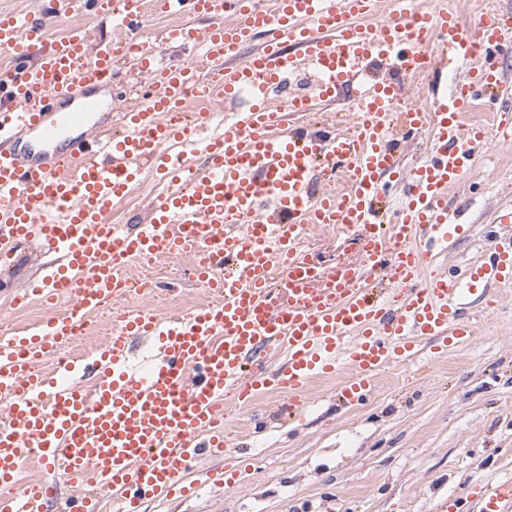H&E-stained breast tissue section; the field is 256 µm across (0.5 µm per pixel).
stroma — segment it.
I'll use <instances>...</instances> for the list:
<instances>
[{"label": "stroma", "instance_id": "35a3bbf8", "mask_svg": "<svg viewBox=\"0 0 512 512\" xmlns=\"http://www.w3.org/2000/svg\"><path fill=\"white\" fill-rule=\"evenodd\" d=\"M449 200L466 210L462 233L440 259L444 270L479 260L496 216L512 207V144L489 139ZM304 249L331 264L355 257L350 240L319 226ZM188 264L162 259L148 269L133 264L129 273L177 278V294L151 307L181 313L210 300L185 275ZM490 290L498 304L482 313L470 342L445 351L425 345L413 362L381 373L361 405H339L334 377L312 382L299 419L275 391L248 411L228 406L241 484L211 482L224 460L206 457L187 475L199 484L198 497L151 501L147 512H448L460 502L480 512L472 478L512 479V285Z\"/></svg>", "mask_w": 512, "mask_h": 512}]
</instances>
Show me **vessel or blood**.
<instances>
[{"mask_svg":"<svg viewBox=\"0 0 512 512\" xmlns=\"http://www.w3.org/2000/svg\"><path fill=\"white\" fill-rule=\"evenodd\" d=\"M82 0H46L37 14L0 15V265L27 251L49 262L40 279L14 288L65 311L31 329L0 331V512H142L158 497H190L184 477L204 455L227 448V399L243 407L268 390L303 409L318 378L344 375L342 402L354 407L394 364L422 343L445 349L475 336L468 297L512 283V236L493 238L485 258L461 274L435 265L458 234L461 186L484 126L464 127L462 111L497 90L498 136L512 140V92L501 74L512 50V8L477 13L465 27L445 7L392 0L389 20L363 26L376 0H162L185 21L159 36L196 46L206 67L155 64L140 47L144 0H97L126 38L90 43L81 28L49 40L50 19ZM147 93L122 112L99 98L119 54ZM432 69L463 71L453 92L409 102L407 79ZM250 108L208 132L206 113L188 112V95L235 98ZM350 93L351 131L287 123L316 99ZM426 132L425 158L403 173L404 136ZM192 146L202 166L172 157ZM168 186L135 224L110 220L115 202L147 174ZM406 182V202L388 232L377 231L378 203ZM359 235L356 261L321 266L301 250L312 225ZM188 256L211 301L164 317L129 305L140 293L133 263ZM223 277H216V270ZM111 307V338L92 354L59 360V349ZM147 344L141 363L132 341ZM286 353V362L271 360ZM46 479L20 481L27 459ZM77 498H60V486ZM482 512H512V480L476 477Z\"/></svg>","mask_w":512,"mask_h":512,"instance_id":"obj_1","label":"vessel or blood"}]
</instances>
